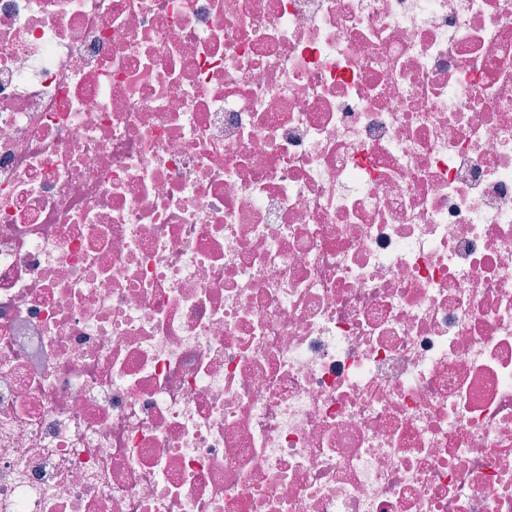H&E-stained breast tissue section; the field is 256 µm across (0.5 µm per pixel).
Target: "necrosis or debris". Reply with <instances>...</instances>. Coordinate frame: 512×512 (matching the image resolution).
<instances>
[{
    "instance_id": "obj_1",
    "label": "necrosis or debris",
    "mask_w": 512,
    "mask_h": 512,
    "mask_svg": "<svg viewBox=\"0 0 512 512\" xmlns=\"http://www.w3.org/2000/svg\"><path fill=\"white\" fill-rule=\"evenodd\" d=\"M0 512H512V0H0Z\"/></svg>"
}]
</instances>
